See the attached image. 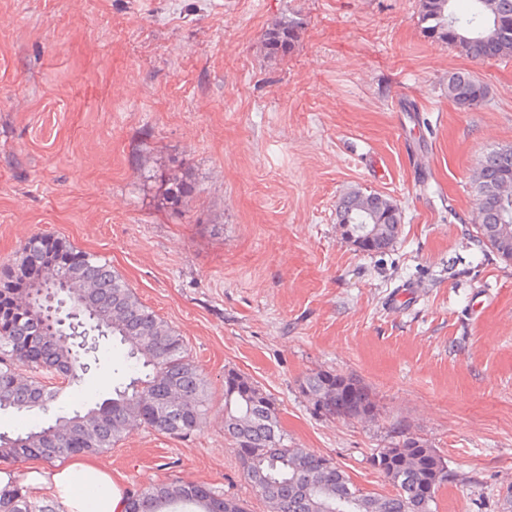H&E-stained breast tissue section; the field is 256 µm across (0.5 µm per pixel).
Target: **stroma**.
I'll use <instances>...</instances> for the list:
<instances>
[{"label": "stroma", "mask_w": 512, "mask_h": 512, "mask_svg": "<svg viewBox=\"0 0 512 512\" xmlns=\"http://www.w3.org/2000/svg\"><path fill=\"white\" fill-rule=\"evenodd\" d=\"M419 0H0V266L35 234L106 258L183 337L210 408L180 439L139 425L101 453L124 489L205 483L268 506L224 437V372L273 397L293 448L365 491L379 449L417 437L448 464L437 512L512 491V262L476 240L472 176L512 145V59L428 38ZM295 21L291 47L265 33ZM488 89L463 111L448 77ZM191 191L164 205L169 180ZM392 198L393 248L341 234L346 193ZM124 349L59 407L109 397ZM319 371L366 385L331 417ZM302 392L316 409L332 416L363 419L375 409L369 391L359 380L331 372L308 376Z\"/></svg>", "instance_id": "obj_1"}]
</instances>
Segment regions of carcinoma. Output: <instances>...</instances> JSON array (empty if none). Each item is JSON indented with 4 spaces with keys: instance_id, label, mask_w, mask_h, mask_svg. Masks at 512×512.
<instances>
[{
    "instance_id": "1",
    "label": "carcinoma",
    "mask_w": 512,
    "mask_h": 512,
    "mask_svg": "<svg viewBox=\"0 0 512 512\" xmlns=\"http://www.w3.org/2000/svg\"><path fill=\"white\" fill-rule=\"evenodd\" d=\"M455 0H420V21L429 37L475 60L512 59V0H469L468 12L455 11ZM296 23L268 30L267 42L286 47ZM448 99L473 110L487 98V87L466 72L448 77ZM512 190V145L490 151L476 169L473 185L482 221L478 242L504 260H512V201L498 190ZM339 224L379 226L373 252L390 250L402 212L377 193L352 192L337 205ZM80 289V320L93 336L112 339L127 349L122 372L129 382L114 396L89 405L80 402L53 422L0 434V463L30 457L46 462L101 453L122 441L131 422L177 437L191 435L208 408L207 382L189 356L183 337L144 305L123 277L101 257L46 235L29 237L19 256L0 272V412L47 408L63 385L81 382L83 363L71 337L67 309L49 319L45 291ZM22 367L32 375L18 374ZM52 375L61 384L43 381ZM313 406L332 416L363 419L375 403L361 382L331 372H317L303 382ZM224 434L256 492L271 512H432L436 495L448 482L443 457L426 442L405 437L373 458L393 487L389 494L363 490L336 463L309 448H290L281 433L279 409L256 382L236 370L224 372ZM246 512L239 500L205 483L172 480L129 493L125 512ZM0 512H64L54 503L30 500L16 480L0 488Z\"/></svg>"
}]
</instances>
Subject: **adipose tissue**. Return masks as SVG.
<instances>
[{
	"label": "adipose tissue",
	"mask_w": 512,
	"mask_h": 512,
	"mask_svg": "<svg viewBox=\"0 0 512 512\" xmlns=\"http://www.w3.org/2000/svg\"><path fill=\"white\" fill-rule=\"evenodd\" d=\"M26 484L32 494L58 497L67 512H124L126 506V491L88 455L67 458L50 470L42 459H28Z\"/></svg>",
	"instance_id": "1"
}]
</instances>
